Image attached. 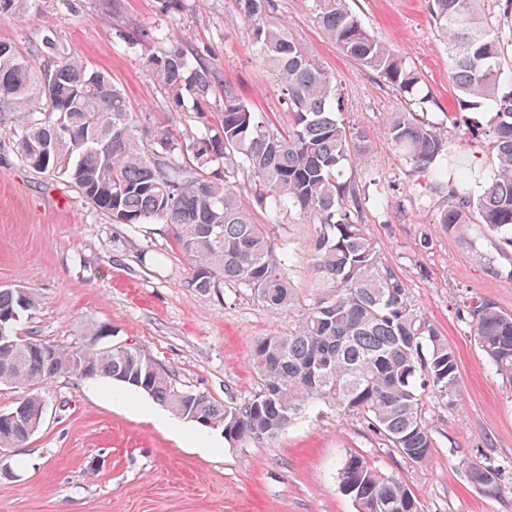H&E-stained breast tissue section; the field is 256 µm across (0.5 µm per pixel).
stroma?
<instances>
[{"instance_id":"stroma-1","label":"stroma","mask_w":512,"mask_h":512,"mask_svg":"<svg viewBox=\"0 0 512 512\" xmlns=\"http://www.w3.org/2000/svg\"><path fill=\"white\" fill-rule=\"evenodd\" d=\"M363 24L402 55L432 100L406 106L382 77L346 56L323 34L313 0H276L275 18L336 78L339 121L361 133L367 152L347 175L364 203L357 215L384 265L405 284L409 300L447 339L459 366V394L449 402L424 390L434 442L422 464L403 458L359 416L315 405L273 441L213 447L183 442L158 426L147 395L105 379L61 375L43 390L40 429L0 456V512H357L337 487L346 457L363 456L401 479L424 512H512V386L479 348L466 307L487 299L512 314V246L475 223L448 232L437 219L446 192L426 186L384 136L391 113L424 115L452 151L492 170L495 109L459 111L448 79V55L430 22L428 0H350ZM54 28L68 50L107 72L140 117L151 142L158 126L189 136L192 109L173 111L167 93L146 73L141 46L119 39L131 29L163 27L202 52L217 75L208 121L232 90L276 125L289 123L274 76L257 61L251 28L235 0H31L25 19L0 17V41L42 60V37ZM241 198L255 223L270 225L276 244L293 251V283L310 297L308 227L296 212L271 217L249 177ZM429 248H419L421 236ZM188 262L167 224H115L76 190L35 173L16 156L0 125V288L23 286L36 296L20 333L73 350L90 327L110 328L114 345L141 347L174 374L178 388L224 404H242L261 388L249 362L255 340L285 333L296 310L271 312L250 289L225 284L207 293L188 286ZM499 473L480 489L469 463Z\"/></svg>"}]
</instances>
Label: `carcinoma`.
Wrapping results in <instances>:
<instances>
[{
  "label": "carcinoma",
  "mask_w": 512,
  "mask_h": 512,
  "mask_svg": "<svg viewBox=\"0 0 512 512\" xmlns=\"http://www.w3.org/2000/svg\"><path fill=\"white\" fill-rule=\"evenodd\" d=\"M30 0H0V16H26ZM252 26L257 56L277 79L291 115L277 128L249 103L224 90L217 123L203 104L216 86L198 52L169 30H133L121 36L144 47L149 77L168 90L175 109L190 99L202 128L176 137L162 127L148 146L139 117L111 76L69 53L53 29L45 31V64L37 65L11 42L0 41V112L10 114L13 147L39 174L59 178L115 224H169L186 257L188 285L208 293L222 284L248 288L270 310L289 309L298 295L291 255L278 252L268 224H257L241 202L239 174L259 187L271 214L290 207L310 225L306 244L319 294L301 309L286 335L257 339L251 360L261 389L239 406L218 404L203 392L182 390L172 374L140 347L88 354V379L107 378L140 391L175 416L204 419L232 446L280 437L316 401L363 418L404 458L424 463L434 442L420 389L441 399L457 396L458 363L437 327L409 302L405 285L384 266L365 227L351 219L360 207L350 164L366 151L357 133L336 118L335 77L274 17L276 0H236ZM480 0H430V20L448 50L449 77L459 109L485 101L496 106L490 140L495 170L478 195L469 191L476 170L452 158L448 142L414 112H396L385 128L393 148L431 187L448 190L438 223L456 232L472 223L512 243V94L498 93L502 39L479 12ZM324 35L347 56L375 71L405 101L419 95L417 73L372 35L348 0H314ZM35 305L19 287L0 288V384L27 390L13 417L0 422V448H18L41 427L36 389L61 374L80 375L82 350L55 347L48 373L42 342L19 335L20 314ZM475 340L496 373L512 384V315L488 300L468 305ZM477 488L496 483L488 465L472 462ZM341 491L358 512H423L405 484L352 455L337 469Z\"/></svg>",
  "instance_id": "carcinoma-1"
}]
</instances>
